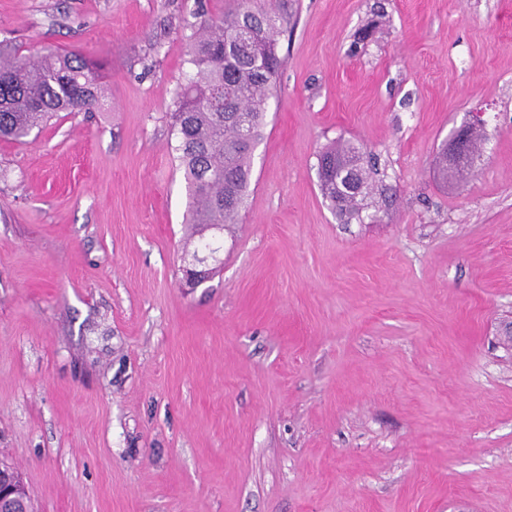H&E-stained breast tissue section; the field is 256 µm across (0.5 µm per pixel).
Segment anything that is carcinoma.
<instances>
[{
  "label": "carcinoma",
  "instance_id": "1",
  "mask_svg": "<svg viewBox=\"0 0 512 512\" xmlns=\"http://www.w3.org/2000/svg\"><path fill=\"white\" fill-rule=\"evenodd\" d=\"M184 21L192 75L178 84L170 113L173 151L188 196L187 223L204 249L207 230L235 224L251 181V152L281 67L280 13L255 0H229ZM104 97L98 66L79 53L47 49L32 58L0 42V138L23 143L59 112L87 111ZM323 196L339 216H359L370 189L363 149L332 145L318 154Z\"/></svg>",
  "mask_w": 512,
  "mask_h": 512
}]
</instances>
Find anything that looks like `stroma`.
I'll use <instances>...</instances> for the list:
<instances>
[{
  "mask_svg": "<svg viewBox=\"0 0 512 512\" xmlns=\"http://www.w3.org/2000/svg\"><path fill=\"white\" fill-rule=\"evenodd\" d=\"M283 3L249 195L189 288L180 23L224 0H0V41L105 90L0 140V459L35 512H512V0ZM335 141L376 171L359 223L320 190ZM481 113H474L471 115L468 121H465L463 125L453 134L448 143V151L444 152V166L443 172L446 180L448 179V166L450 169H455L458 165L469 163L472 154L471 145V133L473 134L474 148L478 140L481 139V129L483 121L480 118ZM448 157V160H447ZM446 161L448 162H445Z\"/></svg>",
  "mask_w": 512,
  "mask_h": 512,
  "instance_id": "stroma-1",
  "label": "stroma"
}]
</instances>
